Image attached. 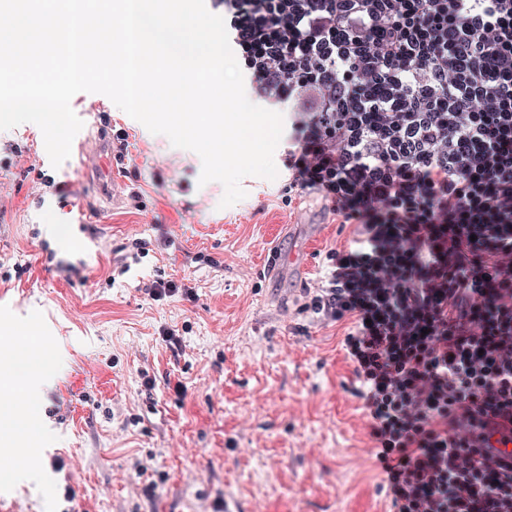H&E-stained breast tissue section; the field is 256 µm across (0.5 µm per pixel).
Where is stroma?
Listing matches in <instances>:
<instances>
[{
  "label": "stroma",
  "mask_w": 512,
  "mask_h": 512,
  "mask_svg": "<svg viewBox=\"0 0 512 512\" xmlns=\"http://www.w3.org/2000/svg\"><path fill=\"white\" fill-rule=\"evenodd\" d=\"M93 101L71 106L124 162L87 171L84 137L55 168L37 125L0 131V336L49 346L38 401L0 395V512H387L344 332L297 312L352 226L293 187L287 141L224 208L197 153ZM161 278L194 298L152 299Z\"/></svg>",
  "instance_id": "obj_1"
}]
</instances>
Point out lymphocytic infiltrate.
I'll return each instance as SVG.
<instances>
[{"mask_svg":"<svg viewBox=\"0 0 512 512\" xmlns=\"http://www.w3.org/2000/svg\"><path fill=\"white\" fill-rule=\"evenodd\" d=\"M296 186L354 225L299 314L350 322L391 512H512V0H212Z\"/></svg>","mask_w":512,"mask_h":512,"instance_id":"f902f5d3","label":"lymphocytic infiltrate"}]
</instances>
